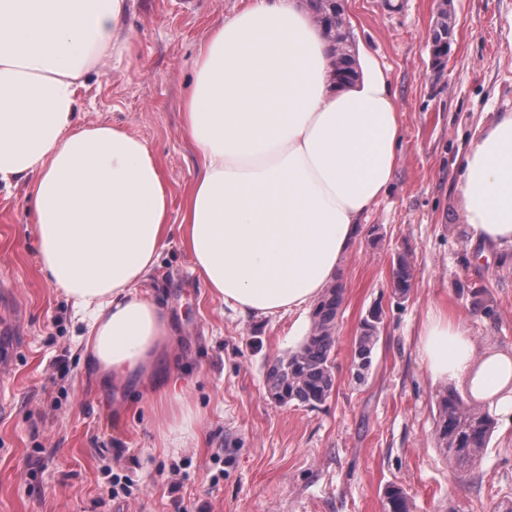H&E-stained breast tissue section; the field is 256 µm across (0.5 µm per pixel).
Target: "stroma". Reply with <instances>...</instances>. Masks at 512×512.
Wrapping results in <instances>:
<instances>
[{
  "mask_svg": "<svg viewBox=\"0 0 512 512\" xmlns=\"http://www.w3.org/2000/svg\"><path fill=\"white\" fill-rule=\"evenodd\" d=\"M439 0H344L348 44L390 77L401 155L339 274L335 384L316 408L268 392L273 362L307 334L310 313L241 317L212 295L171 232L141 293L176 331L163 382L199 413L167 447L164 416L132 386L84 364V328L41 270L24 188L0 193V512H384L404 489L410 512H494L512 499V411L480 462L457 474L435 438L439 389L418 352L429 308L470 319L476 356L512 357V264L471 245L454 165L478 124L512 112V0H451L448 60L431 67ZM243 0H131L133 57L113 56L79 92V125L108 123L142 139L164 171L179 224L199 174L183 101L198 43ZM413 279L395 294L393 264ZM487 300L490 312L474 309ZM383 324L364 380L354 338L369 309Z\"/></svg>",
  "mask_w": 512,
  "mask_h": 512,
  "instance_id": "1",
  "label": "stroma"
}]
</instances>
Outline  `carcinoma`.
Masks as SVG:
<instances>
[{
  "mask_svg": "<svg viewBox=\"0 0 512 512\" xmlns=\"http://www.w3.org/2000/svg\"><path fill=\"white\" fill-rule=\"evenodd\" d=\"M441 22L434 29V52L448 48V10L440 9ZM345 19L342 13L325 10L323 27L342 32ZM412 265L400 256L393 268L394 292L405 295L411 286ZM343 304V289L332 286L326 290L311 313V327L300 345L287 356L277 359L268 372L270 394L280 404L296 401L315 407L331 394L335 376L332 353L336 343V319ZM382 312L372 311L360 324L354 342L355 378L364 379L371 365V355L379 338ZM439 421L436 433L445 448L448 464L461 473L469 471L482 457L489 443L495 421L477 400H466L452 389L446 390L438 401ZM386 512H409L408 498L403 488L393 485L385 491Z\"/></svg>",
  "mask_w": 512,
  "mask_h": 512,
  "instance_id": "obj_1",
  "label": "carcinoma"
}]
</instances>
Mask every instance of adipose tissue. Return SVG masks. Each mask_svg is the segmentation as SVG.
Segmentation results:
<instances>
[{"instance_id": "obj_1", "label": "adipose tissue", "mask_w": 512, "mask_h": 512, "mask_svg": "<svg viewBox=\"0 0 512 512\" xmlns=\"http://www.w3.org/2000/svg\"><path fill=\"white\" fill-rule=\"evenodd\" d=\"M129 0H0V188L25 185L41 268L87 323L100 377L134 384L179 443L198 414L156 371L175 343L166 309L139 293L171 231L212 294L243 316L308 311L337 279L398 164L402 115L367 52L332 81L331 42L299 0H248L197 46L182 133L200 174L179 226L147 144L76 123L78 91L124 37ZM471 241L512 255V112L478 129L461 162ZM419 352L433 382L468 378L512 409V360L476 359L467 320L430 308Z\"/></svg>"}]
</instances>
